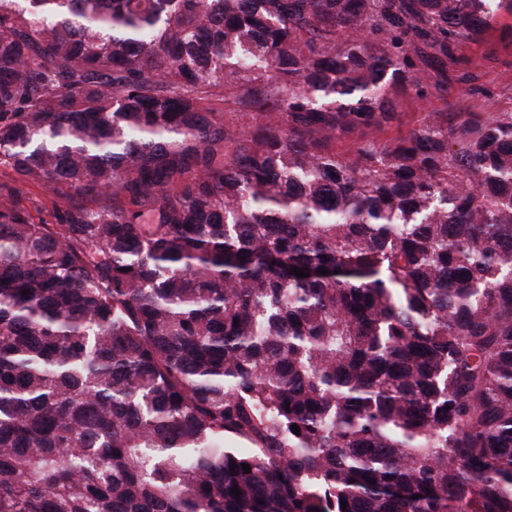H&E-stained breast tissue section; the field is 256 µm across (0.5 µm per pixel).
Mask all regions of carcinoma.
Listing matches in <instances>:
<instances>
[{
	"label": "carcinoma",
	"instance_id": "1",
	"mask_svg": "<svg viewBox=\"0 0 512 512\" xmlns=\"http://www.w3.org/2000/svg\"><path fill=\"white\" fill-rule=\"evenodd\" d=\"M499 11L0 0V512H512ZM512 27V15L501 14L496 18L494 29L487 35L481 46L466 49L464 55L470 60L468 68L479 76L478 83L483 85L493 97L464 96V85L454 84L449 90V100H457L461 110L512 111V46L501 39L502 32ZM398 112H402L401 127L403 133L413 129L423 112H445V101L442 98L430 97L427 100H419L407 95L399 97Z\"/></svg>",
	"mask_w": 512,
	"mask_h": 512
}]
</instances>
